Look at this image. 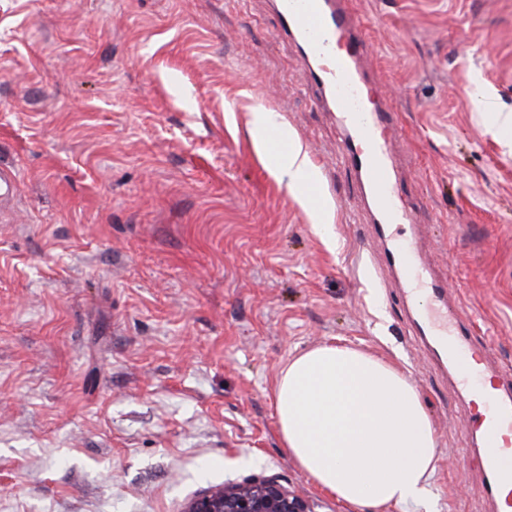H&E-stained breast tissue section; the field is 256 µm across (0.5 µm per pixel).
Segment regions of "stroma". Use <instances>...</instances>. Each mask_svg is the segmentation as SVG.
Here are the masks:
<instances>
[{
  "label": "stroma",
  "instance_id": "1",
  "mask_svg": "<svg viewBox=\"0 0 512 512\" xmlns=\"http://www.w3.org/2000/svg\"><path fill=\"white\" fill-rule=\"evenodd\" d=\"M392 108L400 198L489 366L512 374V0H350ZM273 0H0V512H181L291 461L274 387L336 342L432 421V512H489L471 415L420 340L349 136ZM297 135L323 238L252 116Z\"/></svg>",
  "mask_w": 512,
  "mask_h": 512
}]
</instances>
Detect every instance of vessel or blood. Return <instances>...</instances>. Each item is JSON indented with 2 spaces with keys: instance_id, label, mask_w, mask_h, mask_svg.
<instances>
[{
  "instance_id": "vessel-or-blood-1",
  "label": "vessel or blood",
  "mask_w": 512,
  "mask_h": 512,
  "mask_svg": "<svg viewBox=\"0 0 512 512\" xmlns=\"http://www.w3.org/2000/svg\"><path fill=\"white\" fill-rule=\"evenodd\" d=\"M276 11L286 37L313 63L312 85L348 122L351 141L340 156L360 176L372 210L382 225L406 223L408 214L395 192L394 141L377 133L385 125L383 113L363 104V92L373 84L359 65L367 52L366 32L356 29L352 11L339 0H276ZM340 37L346 38L348 49L339 56L334 43ZM420 253L418 240L405 234L392 239L388 262L399 268L417 324L457 386L488 402L473 436L482 450L485 491L494 512H512V448L500 443L504 434L512 435V379L486 385L469 366L465 340L471 327L449 322L448 289L439 280L424 278Z\"/></svg>"
}]
</instances>
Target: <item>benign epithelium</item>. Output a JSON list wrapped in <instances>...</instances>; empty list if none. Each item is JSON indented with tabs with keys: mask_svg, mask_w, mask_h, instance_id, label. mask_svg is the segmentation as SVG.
<instances>
[{
	"mask_svg": "<svg viewBox=\"0 0 512 512\" xmlns=\"http://www.w3.org/2000/svg\"><path fill=\"white\" fill-rule=\"evenodd\" d=\"M182 512H312L309 502L276 474L210 487Z\"/></svg>",
	"mask_w": 512,
	"mask_h": 512,
	"instance_id": "obj_1",
	"label": "benign epithelium"
}]
</instances>
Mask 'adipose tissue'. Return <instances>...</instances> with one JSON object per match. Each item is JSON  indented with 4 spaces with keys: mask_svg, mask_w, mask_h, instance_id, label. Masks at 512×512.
Returning a JSON list of instances; mask_svg holds the SVG:
<instances>
[{
    "mask_svg": "<svg viewBox=\"0 0 512 512\" xmlns=\"http://www.w3.org/2000/svg\"><path fill=\"white\" fill-rule=\"evenodd\" d=\"M254 126L288 139L291 188L315 173L279 115L257 112ZM278 432L297 467L319 488L361 512L424 502L436 464L429 415L409 377L353 346L319 345L286 363L275 389Z\"/></svg>",
    "mask_w": 512,
    "mask_h": 512,
    "instance_id": "adipose-tissue-1",
    "label": "adipose tissue"
}]
</instances>
